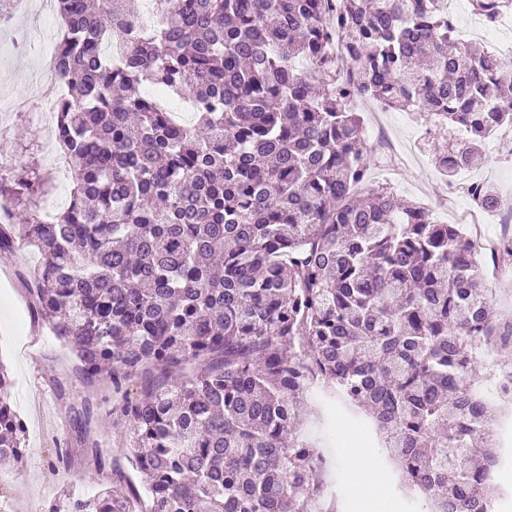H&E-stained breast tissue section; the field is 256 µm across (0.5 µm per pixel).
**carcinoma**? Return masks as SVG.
Instances as JSON below:
<instances>
[{
  "instance_id": "obj_1",
  "label": "carcinoma",
  "mask_w": 512,
  "mask_h": 512,
  "mask_svg": "<svg viewBox=\"0 0 512 512\" xmlns=\"http://www.w3.org/2000/svg\"><path fill=\"white\" fill-rule=\"evenodd\" d=\"M471 2L489 26L512 9ZM141 3L56 0L54 131L74 187L55 222L37 169L0 178L19 215L0 249L41 254L37 317L85 380L110 382L130 431L112 489L48 512H313L314 380L371 419L429 512H491L500 454L472 390L474 337L496 330L483 271L457 225L388 187L360 197L373 153L352 103L434 115L451 181L512 125V66L457 38L448 0H165L159 21L122 26ZM142 85L188 99L192 123ZM464 190L503 210L491 185ZM11 387L0 364L1 463L24 458ZM92 418L86 399L81 434ZM87 456L100 470L108 449Z\"/></svg>"
}]
</instances>
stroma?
<instances>
[{
    "label": "stroma",
    "instance_id": "stroma-1",
    "mask_svg": "<svg viewBox=\"0 0 512 512\" xmlns=\"http://www.w3.org/2000/svg\"><path fill=\"white\" fill-rule=\"evenodd\" d=\"M358 109L366 130L378 133L386 149L371 167V184L390 186L403 199L433 207L440 223L464 228L477 222L473 203L463 191L468 182L492 183L503 199L512 200V156L492 155L487 166L460 173L450 184L434 164L432 116L385 109L372 100L359 102ZM1 143L14 159V170L44 167L40 138L24 115L14 116L0 132ZM40 260V254L27 246L0 250V359L13 378V407L26 424V456L22 465L11 466L10 479L0 482V512H46L65 496L77 492L90 496L111 487V470L89 468L83 455L73 410L84 399L95 406L91 436L112 452L130 444L127 429L112 420L111 385L84 382L72 355L33 314L27 284ZM487 285L495 290L496 322L512 321V264L489 265ZM355 426V420L335 417L320 428V448L339 459L337 468L323 474L322 481L335 487L339 501L356 498L361 502L359 512H375L374 495L393 492V468L381 448H368L370 465L383 480L372 495L357 487L342 459V436ZM61 448L67 450L68 462H59Z\"/></svg>",
    "mask_w": 512,
    "mask_h": 512
}]
</instances>
